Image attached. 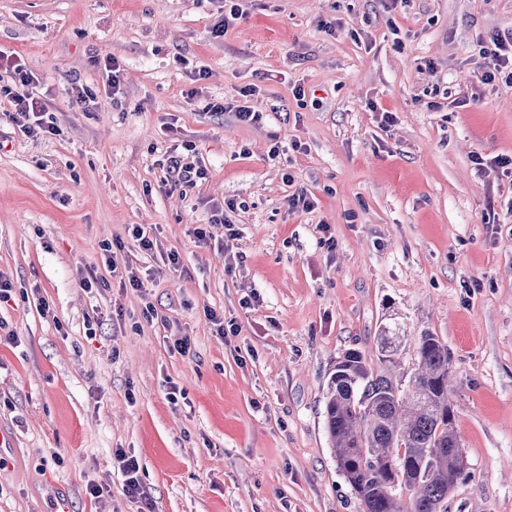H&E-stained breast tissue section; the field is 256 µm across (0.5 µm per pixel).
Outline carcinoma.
<instances>
[{
    "label": "carcinoma",
    "instance_id": "obj_1",
    "mask_svg": "<svg viewBox=\"0 0 512 512\" xmlns=\"http://www.w3.org/2000/svg\"><path fill=\"white\" fill-rule=\"evenodd\" d=\"M377 350L382 367L349 349L329 378L325 418L337 467L361 512H437L462 475L448 345L422 332L403 372L398 332L381 333Z\"/></svg>",
    "mask_w": 512,
    "mask_h": 512
}]
</instances>
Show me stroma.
<instances>
[{
  "label": "stroma",
  "instance_id": "1",
  "mask_svg": "<svg viewBox=\"0 0 512 512\" xmlns=\"http://www.w3.org/2000/svg\"><path fill=\"white\" fill-rule=\"evenodd\" d=\"M240 5L218 37L224 0H0V50L38 77L59 128L25 135L0 101V272L13 284L0 307V430L13 437L0 512H141L119 448L137 457L152 512H361L325 394L344 351L377 363L392 320L403 368L425 331L450 353L467 467L440 512H512V176L497 164L512 157V90L471 78L480 42L512 30V0ZM197 66L209 76L191 101ZM75 81L96 109L71 104ZM249 86L260 122L207 111ZM440 92L454 107L430 111ZM168 123L209 169L183 193L160 186ZM296 187L315 210L289 212ZM228 199L244 205L235 237L198 243ZM135 224L155 226L181 267L142 252ZM115 241L117 267L151 285L84 291L79 272L106 274ZM212 311L236 335L216 336ZM177 336L189 353L171 351ZM92 482L108 492L91 498Z\"/></svg>",
  "mask_w": 512,
  "mask_h": 512
}]
</instances>
